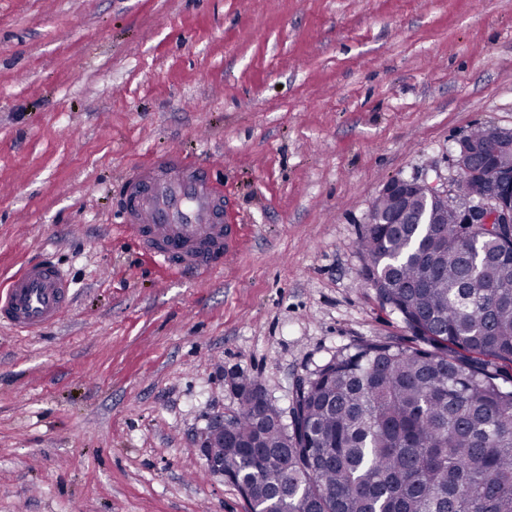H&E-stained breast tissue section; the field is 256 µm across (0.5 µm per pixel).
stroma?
<instances>
[{
  "label": "stroma",
  "mask_w": 512,
  "mask_h": 512,
  "mask_svg": "<svg viewBox=\"0 0 512 512\" xmlns=\"http://www.w3.org/2000/svg\"><path fill=\"white\" fill-rule=\"evenodd\" d=\"M512 130V0H0V284L52 256L67 311L0 326V512H248L196 437L227 374L280 410L358 339L418 341L360 277L394 177ZM179 147L242 237L176 273L120 234L129 168Z\"/></svg>",
  "instance_id": "obj_1"
}]
</instances>
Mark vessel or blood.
<instances>
[{"mask_svg":"<svg viewBox=\"0 0 512 512\" xmlns=\"http://www.w3.org/2000/svg\"><path fill=\"white\" fill-rule=\"evenodd\" d=\"M118 209L120 231L133 236L155 263L178 271L221 269L241 230L224 204L222 181L176 151L129 171ZM70 296V283L53 262L27 264L0 287V323L27 332L54 324Z\"/></svg>","mask_w":512,"mask_h":512,"instance_id":"vessel-or-blood-1","label":"vessel or blood"}]
</instances>
